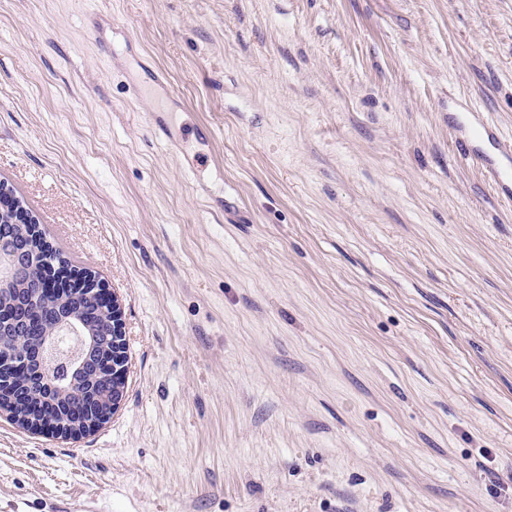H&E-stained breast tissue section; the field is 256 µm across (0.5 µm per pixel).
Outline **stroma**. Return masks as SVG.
I'll list each match as a JSON object with an SVG mask.
<instances>
[{"instance_id":"obj_1","label":"stroma","mask_w":512,"mask_h":512,"mask_svg":"<svg viewBox=\"0 0 512 512\" xmlns=\"http://www.w3.org/2000/svg\"><path fill=\"white\" fill-rule=\"evenodd\" d=\"M510 145L512 0H0V180L130 356L0 512H512Z\"/></svg>"}]
</instances>
